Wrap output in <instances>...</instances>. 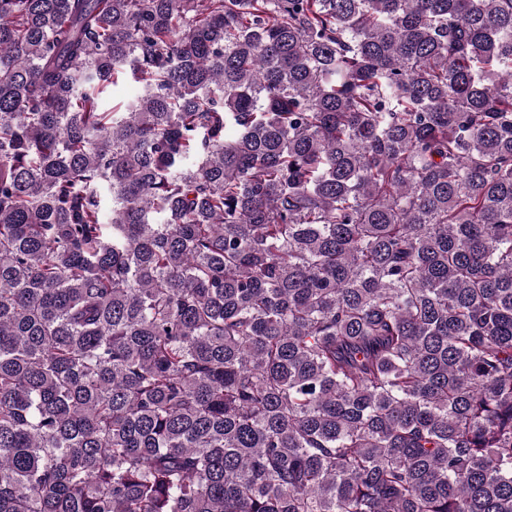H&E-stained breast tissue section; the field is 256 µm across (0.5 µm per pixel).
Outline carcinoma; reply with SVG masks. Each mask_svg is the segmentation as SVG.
I'll list each match as a JSON object with an SVG mask.
<instances>
[{
	"label": "carcinoma",
	"instance_id": "obj_1",
	"mask_svg": "<svg viewBox=\"0 0 512 512\" xmlns=\"http://www.w3.org/2000/svg\"><path fill=\"white\" fill-rule=\"evenodd\" d=\"M0 512H512V0H0ZM137 84L126 79H119L117 85L110 86L103 98L106 108H112V104L122 103L132 98L137 92Z\"/></svg>",
	"mask_w": 512,
	"mask_h": 512
}]
</instances>
